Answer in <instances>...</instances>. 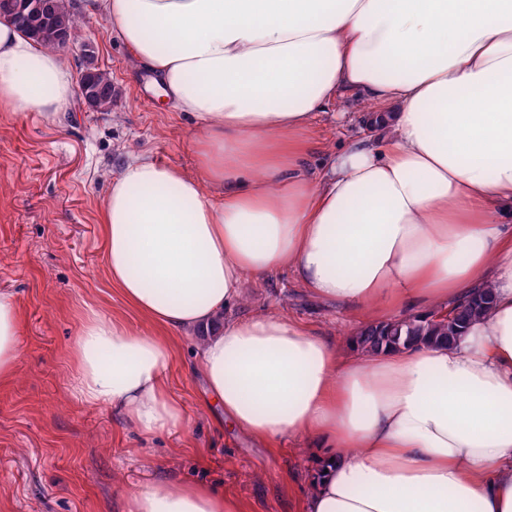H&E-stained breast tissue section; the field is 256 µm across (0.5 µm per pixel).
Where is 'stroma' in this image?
Here are the masks:
<instances>
[{
	"label": "stroma",
	"instance_id": "35a3bbf8",
	"mask_svg": "<svg viewBox=\"0 0 512 512\" xmlns=\"http://www.w3.org/2000/svg\"><path fill=\"white\" fill-rule=\"evenodd\" d=\"M80 36L64 56L72 78L86 68L110 73L119 90L111 111L80 98L53 116L0 104V292L22 313L21 357L0 382V512H127L130 497L154 480L204 483L236 499L241 512H303L313 461L307 441L272 446L223 425L198 372L201 339H177L165 377L185 416L182 428L144 435L74 392L69 342L82 315L142 331L155 326L113 288L99 211L108 187L137 156L195 173V122L147 92L95 0H71ZM348 110L345 124L333 112ZM369 105L350 96L320 114L308 134V165L366 135ZM280 314L331 338L341 356L373 310L327 305L292 275L246 278L233 318Z\"/></svg>",
	"mask_w": 512,
	"mask_h": 512
}]
</instances>
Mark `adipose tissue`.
I'll list each match as a JSON object with an SVG mask.
<instances>
[{
    "mask_svg": "<svg viewBox=\"0 0 512 512\" xmlns=\"http://www.w3.org/2000/svg\"><path fill=\"white\" fill-rule=\"evenodd\" d=\"M170 110L196 120V174L139 156L99 214L110 280L158 327L88 310L75 391L143 434L184 423L165 370L201 334L205 392L233 429L313 450L304 512H512V0H98ZM378 138L305 167L344 93ZM63 55L0 22V103L69 106ZM292 271L320 300L423 316L479 289L454 344L341 358L283 315L225 318L246 277ZM22 318L0 293V380ZM128 512H241L157 480Z\"/></svg>",
    "mask_w": 512,
    "mask_h": 512,
    "instance_id": "adipose-tissue-1",
    "label": "adipose tissue"
}]
</instances>
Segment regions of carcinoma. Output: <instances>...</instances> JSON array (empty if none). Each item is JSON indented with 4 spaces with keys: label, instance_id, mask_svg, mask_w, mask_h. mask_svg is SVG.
<instances>
[{
    "label": "carcinoma",
    "instance_id": "obj_1",
    "mask_svg": "<svg viewBox=\"0 0 512 512\" xmlns=\"http://www.w3.org/2000/svg\"><path fill=\"white\" fill-rule=\"evenodd\" d=\"M32 0H0V15H11L13 25L39 44L60 49L65 35L76 38L79 21L66 0H52L48 11L27 7ZM81 92L94 98L95 110L109 112L118 91L109 73L98 69L79 80ZM491 303L490 290L474 293L454 307L455 318L447 323L430 318L405 316L394 321L377 322L362 327L355 334L358 347L365 353L400 349L417 342L453 343L467 324L486 313Z\"/></svg>",
    "mask_w": 512,
    "mask_h": 512
}]
</instances>
